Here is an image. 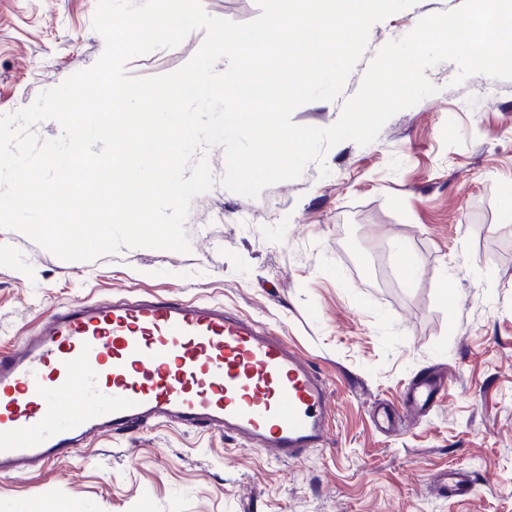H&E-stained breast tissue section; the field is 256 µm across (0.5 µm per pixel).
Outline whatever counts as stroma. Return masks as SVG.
Listing matches in <instances>:
<instances>
[{"label":"stroma","instance_id":"35a3bbf8","mask_svg":"<svg viewBox=\"0 0 512 512\" xmlns=\"http://www.w3.org/2000/svg\"><path fill=\"white\" fill-rule=\"evenodd\" d=\"M464 0H418L374 24L342 96L296 108L328 127L369 63L420 17ZM97 0H0V114L92 67L105 49ZM203 31L133 58L129 75L172 72ZM457 66L426 70L436 94L397 112L365 146L344 141L302 176L255 198L215 183L193 198L190 250L121 248L58 258L0 228V353L54 309L129 290L201 298L266 324L301 350L332 394L325 447L295 462L216 432L151 423L25 475L0 477V512H512V80ZM436 370L445 400L388 432L377 407L399 408ZM471 472L473 493L435 495L442 470Z\"/></svg>","mask_w":512,"mask_h":512}]
</instances>
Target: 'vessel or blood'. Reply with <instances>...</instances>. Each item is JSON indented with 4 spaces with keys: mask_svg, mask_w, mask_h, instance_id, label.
Returning a JSON list of instances; mask_svg holds the SVG:
<instances>
[{
    "mask_svg": "<svg viewBox=\"0 0 512 512\" xmlns=\"http://www.w3.org/2000/svg\"><path fill=\"white\" fill-rule=\"evenodd\" d=\"M443 399L441 378L429 376L405 404L428 411ZM326 404L327 386L304 354L222 303L87 299L52 312L0 355V476L152 422L224 433L295 460L324 445ZM472 488L457 471L437 483L446 498Z\"/></svg>",
    "mask_w": 512,
    "mask_h": 512,
    "instance_id": "1",
    "label": "vessel or blood"
}]
</instances>
